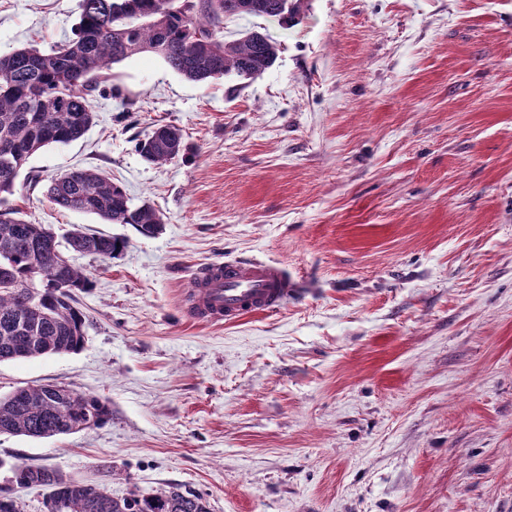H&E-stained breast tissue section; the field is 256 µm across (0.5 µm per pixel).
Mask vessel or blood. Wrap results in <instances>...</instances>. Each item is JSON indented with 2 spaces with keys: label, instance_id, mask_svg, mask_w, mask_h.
<instances>
[{
  "label": "vessel or blood",
  "instance_id": "b4317fda",
  "mask_svg": "<svg viewBox=\"0 0 512 512\" xmlns=\"http://www.w3.org/2000/svg\"><path fill=\"white\" fill-rule=\"evenodd\" d=\"M287 270L264 261H227L203 269L191 282L189 313L206 323H233L273 313L296 296Z\"/></svg>",
  "mask_w": 512,
  "mask_h": 512
}]
</instances>
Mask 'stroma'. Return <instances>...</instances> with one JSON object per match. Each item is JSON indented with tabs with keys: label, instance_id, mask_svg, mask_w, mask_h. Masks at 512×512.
<instances>
[{
	"label": "stroma",
	"instance_id": "obj_1",
	"mask_svg": "<svg viewBox=\"0 0 512 512\" xmlns=\"http://www.w3.org/2000/svg\"><path fill=\"white\" fill-rule=\"evenodd\" d=\"M78 0H0V54L71 36ZM280 50L261 77L187 81L117 65L78 140L28 170L105 171L159 233L18 188L28 222L126 238L74 253L86 340L0 363V395L56 383L110 402L104 425L0 434L14 463L112 496L172 485L209 512H512V0H308L242 16ZM172 124L186 151L135 148ZM279 263L298 295L235 323L190 319L203 264ZM11 488L46 512L39 487Z\"/></svg>",
	"mask_w": 512,
	"mask_h": 512
}]
</instances>
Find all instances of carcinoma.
<instances>
[{"instance_id": "cac0c4a2", "label": "carcinoma", "mask_w": 512, "mask_h": 512, "mask_svg": "<svg viewBox=\"0 0 512 512\" xmlns=\"http://www.w3.org/2000/svg\"><path fill=\"white\" fill-rule=\"evenodd\" d=\"M308 0H197L186 15L182 0H80L73 36L48 50L35 46L0 54V145L13 148L12 167L0 166V269L10 271L15 287L0 289V362L68 354L85 343L86 316L75 294L90 286L87 275L61 264V244L42 224L19 218L9 204L29 159L52 144L81 138L93 124V98L102 75L134 55L153 53L176 74L210 83L229 74L256 78L272 67L277 47L250 31L227 41L223 19L244 15L276 19L285 28L303 17ZM141 156L156 164L185 150L181 130L161 125L139 140ZM50 203L99 217L109 224H130L141 234H156L164 224L153 206H135L125 189L98 169L77 168L52 177ZM72 251L105 259L121 255L127 241L79 228L65 237ZM47 283L39 303L25 293L29 281ZM109 402L76 392L66 399L45 384L0 396V433L54 438L105 424ZM14 483L48 490L47 512H208L204 499L177 486L154 493L108 498L103 489L75 482L58 468L11 466Z\"/></svg>"}]
</instances>
